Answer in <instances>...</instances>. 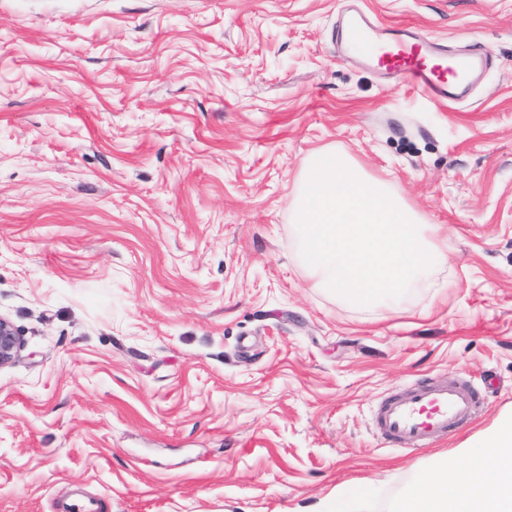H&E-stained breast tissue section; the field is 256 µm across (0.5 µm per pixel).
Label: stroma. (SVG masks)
<instances>
[{"instance_id": "35a3bbf8", "label": "stroma", "mask_w": 512, "mask_h": 512, "mask_svg": "<svg viewBox=\"0 0 512 512\" xmlns=\"http://www.w3.org/2000/svg\"><path fill=\"white\" fill-rule=\"evenodd\" d=\"M346 0H0V512H356L512 411V0H362L492 59L440 105L336 53ZM333 147L448 259L395 307L318 288L292 197ZM485 386L411 455L373 408ZM23 343L11 321L0 317V367L12 364L22 351Z\"/></svg>"}]
</instances>
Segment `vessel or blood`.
<instances>
[{
	"instance_id": "vessel-or-blood-1",
	"label": "vessel or blood",
	"mask_w": 512,
	"mask_h": 512,
	"mask_svg": "<svg viewBox=\"0 0 512 512\" xmlns=\"http://www.w3.org/2000/svg\"><path fill=\"white\" fill-rule=\"evenodd\" d=\"M340 44L345 57L381 70L443 103L466 96L487 56L482 48L449 53L447 45L435 38L372 23L361 11L342 18ZM481 404L478 388L468 379L444 382L424 378L376 405L375 430L389 444L418 453L470 423Z\"/></svg>"
}]
</instances>
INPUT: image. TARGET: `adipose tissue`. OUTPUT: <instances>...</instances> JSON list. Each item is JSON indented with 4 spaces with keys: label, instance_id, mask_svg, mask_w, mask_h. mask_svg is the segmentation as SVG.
<instances>
[{
    "label": "adipose tissue",
    "instance_id": "ef3b65f1",
    "mask_svg": "<svg viewBox=\"0 0 512 512\" xmlns=\"http://www.w3.org/2000/svg\"><path fill=\"white\" fill-rule=\"evenodd\" d=\"M455 454L463 467L431 478L414 472L387 512H512V413Z\"/></svg>",
    "mask_w": 512,
    "mask_h": 512
}]
</instances>
